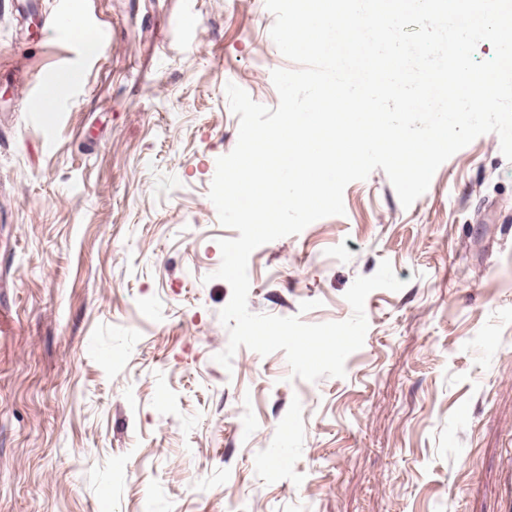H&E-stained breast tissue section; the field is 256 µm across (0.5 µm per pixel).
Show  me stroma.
I'll return each mask as SVG.
<instances>
[{
	"mask_svg": "<svg viewBox=\"0 0 512 512\" xmlns=\"http://www.w3.org/2000/svg\"><path fill=\"white\" fill-rule=\"evenodd\" d=\"M66 11L104 33L58 36ZM265 0H0V512H512V162L497 134L403 207L380 169L345 212L256 248L248 308L343 321L389 261L345 377L284 352L224 368L236 238L208 193L234 83L294 69ZM66 111H57L58 102ZM318 308L300 312L304 301Z\"/></svg>",
	"mask_w": 512,
	"mask_h": 512,
	"instance_id": "obj_1",
	"label": "stroma"
}]
</instances>
